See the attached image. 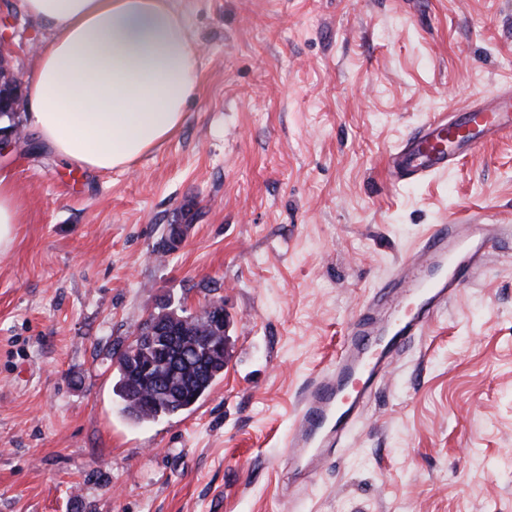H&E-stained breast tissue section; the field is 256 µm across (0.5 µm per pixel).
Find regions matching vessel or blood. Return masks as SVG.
<instances>
[{
	"label": "vessel or blood",
	"instance_id": "obj_1",
	"mask_svg": "<svg viewBox=\"0 0 512 512\" xmlns=\"http://www.w3.org/2000/svg\"><path fill=\"white\" fill-rule=\"evenodd\" d=\"M512 132V85L493 89L461 112H441L386 155L397 182H418L457 167L475 150ZM489 215L437 225L399 270L381 283L350 323L328 376L304 394L288 446L304 474L339 442L390 358L469 283L492 248Z\"/></svg>",
	"mask_w": 512,
	"mask_h": 512
}]
</instances>
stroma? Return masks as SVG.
<instances>
[{
  "label": "stroma",
  "mask_w": 512,
  "mask_h": 512,
  "mask_svg": "<svg viewBox=\"0 0 512 512\" xmlns=\"http://www.w3.org/2000/svg\"><path fill=\"white\" fill-rule=\"evenodd\" d=\"M196 88L130 168L33 138L0 159L20 220L0 253V512H512V136L433 180L383 157L512 84V0H180ZM11 65L49 34L19 0ZM500 220L484 267L395 355L312 481L288 462L306 385L435 224ZM182 240L169 247L170 225ZM220 300L224 375L130 420L117 351L164 304Z\"/></svg>",
  "instance_id": "obj_1"
}]
</instances>
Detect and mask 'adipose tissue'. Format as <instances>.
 I'll list each match as a JSON object with an SVG mask.
<instances>
[{"label": "adipose tissue", "mask_w": 512, "mask_h": 512, "mask_svg": "<svg viewBox=\"0 0 512 512\" xmlns=\"http://www.w3.org/2000/svg\"><path fill=\"white\" fill-rule=\"evenodd\" d=\"M50 34L27 84L28 120L68 163L130 167L173 136L195 88L176 0H20Z\"/></svg>", "instance_id": "obj_1"}]
</instances>
